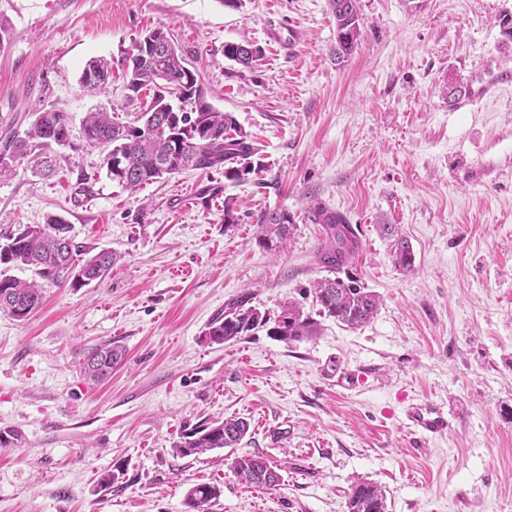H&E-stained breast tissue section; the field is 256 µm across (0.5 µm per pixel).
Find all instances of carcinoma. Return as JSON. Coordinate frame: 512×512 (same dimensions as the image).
I'll use <instances>...</instances> for the list:
<instances>
[{"label":"carcinoma","mask_w":512,"mask_h":512,"mask_svg":"<svg viewBox=\"0 0 512 512\" xmlns=\"http://www.w3.org/2000/svg\"><path fill=\"white\" fill-rule=\"evenodd\" d=\"M336 27V59L351 54L360 39L358 0H330ZM150 29L136 40L132 54L124 58L123 75L129 95L125 107L135 108L126 124L112 122L109 113L94 110L82 120V134L92 147L109 148L105 157L107 175L127 189L188 170H224V178L243 181L267 169L263 156L248 134L229 112L214 109L204 99L197 72L188 67L181 50H159L146 42ZM261 48L251 44L227 42L224 57L244 67L257 61ZM112 80V61L90 59L81 74L80 85L87 93L106 91ZM71 146L69 118L55 109H39L23 138L6 139L0 146V177L13 174L12 164L29 154L37 157L34 171H52L51 157L58 149ZM311 221L322 227L323 239L317 249V262L329 276L314 284L319 315L332 318L349 329L368 323L377 311L379 297L361 287L354 279L343 280L338 273L357 249V236L346 217L317 204L310 209ZM291 216L283 210L268 211L261 218L259 243L267 249L279 247L288 239ZM72 227L56 215L48 217L42 229L34 233L26 224L0 234V311L24 321L43 304V289L35 281L6 274L4 269L22 265L34 269L39 279L72 288H82L103 280L112 270L110 250L89 254L85 246L70 239ZM382 231L394 238L395 262L404 270L414 267V253L407 240L394 236L395 227L382 225ZM264 329L267 335L285 343L319 335L320 323L290 301L271 315L249 305L245 295L214 319L204 332L215 344L239 341ZM122 352L112 344H103L83 356V368L92 380L105 378ZM249 432L241 418L202 423L184 434L174 447L181 457L238 447ZM230 468L243 483L272 488L280 484V468L264 455L244 453L231 459ZM221 496L215 484L201 483L185 494L186 512L203 508ZM347 512H386L385 496L378 486L358 480L346 499Z\"/></svg>","instance_id":"1"}]
</instances>
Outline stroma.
<instances>
[{
	"instance_id": "obj_1",
	"label": "stroma",
	"mask_w": 512,
	"mask_h": 512,
	"mask_svg": "<svg viewBox=\"0 0 512 512\" xmlns=\"http://www.w3.org/2000/svg\"><path fill=\"white\" fill-rule=\"evenodd\" d=\"M359 12L340 63L329 0H0V136L54 107L72 142L52 176L21 158L0 178V232L59 215L77 243L117 257L101 282L45 285L27 320L0 312V430L19 434L0 447V512H184L201 483L222 490L204 512H346L359 479L381 487L386 512H512V89L448 109L449 83L512 69L498 23L512 0H359ZM150 28L171 35L266 171L234 183L189 170L135 192L107 178L81 123L94 108L127 121L121 63ZM228 42L263 53L244 68ZM94 57L112 62L97 97L79 86ZM207 186L221 192L205 206ZM317 203L356 232L343 273L379 295L373 319L325 318L290 344L262 331L209 343L207 324L245 294L316 314ZM275 209L293 227L269 251L257 238ZM383 224L410 242L412 271ZM105 343L125 357L95 382L83 354ZM421 402L447 408L445 436L406 424ZM231 416L250 424L240 452L280 465V485H245L225 449L176 456L185 429Z\"/></svg>"
}]
</instances>
